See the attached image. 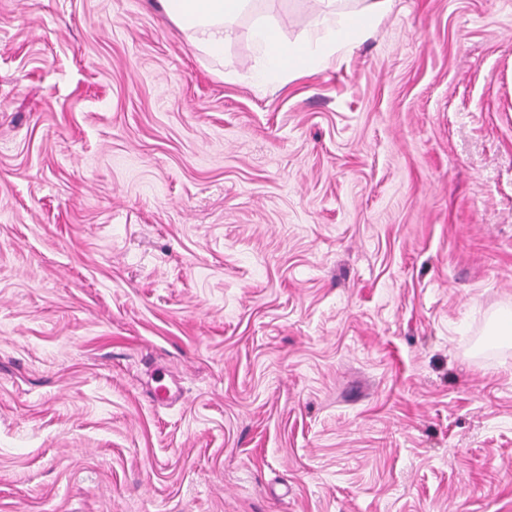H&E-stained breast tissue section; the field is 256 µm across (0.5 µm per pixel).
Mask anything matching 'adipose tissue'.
I'll return each instance as SVG.
<instances>
[{
    "label": "adipose tissue",
    "instance_id": "obj_1",
    "mask_svg": "<svg viewBox=\"0 0 512 512\" xmlns=\"http://www.w3.org/2000/svg\"><path fill=\"white\" fill-rule=\"evenodd\" d=\"M249 0H158L166 16L183 32L193 47L209 56H222L231 34V23ZM322 35L317 42L284 39L280 26L267 18L255 21L252 39L261 63L254 74L257 83L268 84L290 75L299 76L333 65L349 52L382 19L390 0H363L362 7L344 10L340 0H315Z\"/></svg>",
    "mask_w": 512,
    "mask_h": 512
}]
</instances>
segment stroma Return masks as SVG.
<instances>
[{"label":"stroma","instance_id":"stroma-1","mask_svg":"<svg viewBox=\"0 0 512 512\" xmlns=\"http://www.w3.org/2000/svg\"><path fill=\"white\" fill-rule=\"evenodd\" d=\"M253 22L0 0V512H512V0ZM249 0H158L166 16L183 32L193 47L208 56L224 55L230 24ZM392 0H360V8L343 10L342 0H315L318 24L322 36L316 43L290 42L280 33V26L271 19L261 18L252 26V39L261 63L254 73L258 84L318 71L335 64L336 57L349 52L364 38L389 10Z\"/></svg>","mask_w":512,"mask_h":512}]
</instances>
